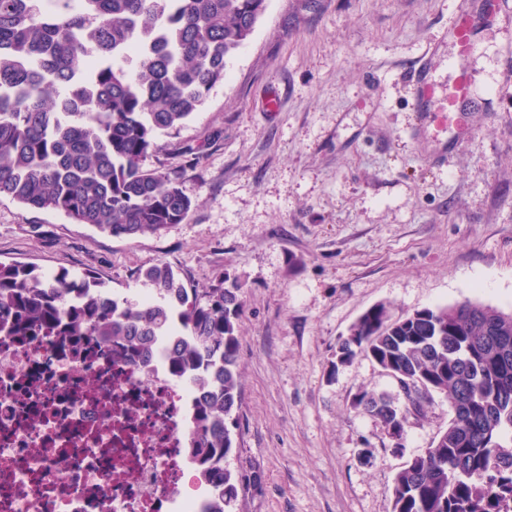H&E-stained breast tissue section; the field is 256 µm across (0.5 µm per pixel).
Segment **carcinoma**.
Returning a JSON list of instances; mask_svg holds the SVG:
<instances>
[{
    "label": "carcinoma",
    "instance_id": "cac0c4a2",
    "mask_svg": "<svg viewBox=\"0 0 512 512\" xmlns=\"http://www.w3.org/2000/svg\"><path fill=\"white\" fill-rule=\"evenodd\" d=\"M0 0V196L135 239L181 223L195 208L178 179L144 166L224 82L228 57L252 35L269 0ZM154 292L132 303L87 278L46 276L0 262V334L92 336L125 359L158 336H183L173 372L203 367L204 395L188 447L217 459L208 491L236 502L247 479L226 466L238 447L243 285L230 275L198 292L166 262L141 272ZM75 290L82 297L67 301ZM361 354L404 389L405 406L363 396L394 448L408 417L448 402V426L396 474L391 512H512V313L465 301L390 319L365 312L336 351Z\"/></svg>",
    "mask_w": 512,
    "mask_h": 512
}]
</instances>
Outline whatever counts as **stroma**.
<instances>
[{
  "label": "stroma",
  "mask_w": 512,
  "mask_h": 512,
  "mask_svg": "<svg viewBox=\"0 0 512 512\" xmlns=\"http://www.w3.org/2000/svg\"><path fill=\"white\" fill-rule=\"evenodd\" d=\"M464 0H269L224 83L147 167L197 205L158 234L115 238L0 198V262L102 282L131 299L164 261L188 287H245L232 512H390L394 478L448 425L435 399L395 452L360 395L395 379L336 349L369 308L391 318L470 300L512 313V0L483 23L470 112L448 109ZM435 87L414 109L416 82ZM200 151L199 161L182 155Z\"/></svg>",
  "instance_id": "obj_1"
}]
</instances>
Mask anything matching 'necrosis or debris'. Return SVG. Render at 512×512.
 I'll list each match as a JSON object with an SVG mask.
<instances>
[{
	"instance_id": "1",
	"label": "necrosis or debris",
	"mask_w": 512,
	"mask_h": 512,
	"mask_svg": "<svg viewBox=\"0 0 512 512\" xmlns=\"http://www.w3.org/2000/svg\"><path fill=\"white\" fill-rule=\"evenodd\" d=\"M169 364L0 336V512H222L186 446L197 387Z\"/></svg>"
}]
</instances>
